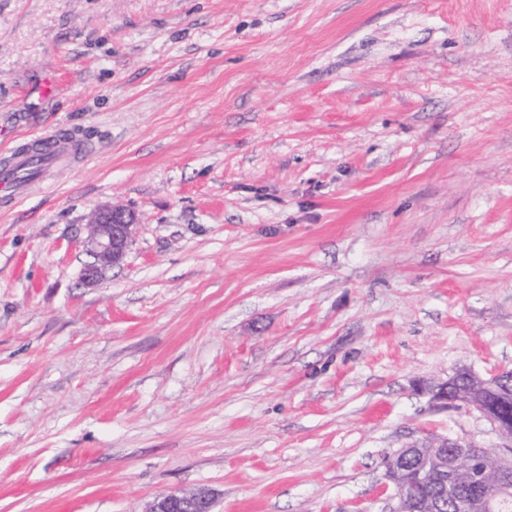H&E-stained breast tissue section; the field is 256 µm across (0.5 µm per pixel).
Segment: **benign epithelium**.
Returning a JSON list of instances; mask_svg holds the SVG:
<instances>
[{
  "label": "benign epithelium",
  "instance_id": "obj_1",
  "mask_svg": "<svg viewBox=\"0 0 512 512\" xmlns=\"http://www.w3.org/2000/svg\"><path fill=\"white\" fill-rule=\"evenodd\" d=\"M137 224L138 215L130 208L101 206L94 211L87 249L92 261L82 274L86 283L98 282L108 269L124 262ZM417 390L440 408L479 413L506 440L504 447H512V416L496 409L497 404L512 401V369L482 378L469 368H458L445 381L418 382ZM476 448L467 438L427 435L389 455L386 475L394 487L390 512H443L448 494L462 487L470 490V512H498L500 499L512 494V457L495 455V493L491 494L483 483V468L476 466ZM418 450V476L436 487L423 497L409 494L404 479V464ZM213 507L209 491L195 490L159 495L146 512H213Z\"/></svg>",
  "mask_w": 512,
  "mask_h": 512
}]
</instances>
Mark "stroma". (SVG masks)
<instances>
[{
  "instance_id": "obj_1",
  "label": "stroma",
  "mask_w": 512,
  "mask_h": 512,
  "mask_svg": "<svg viewBox=\"0 0 512 512\" xmlns=\"http://www.w3.org/2000/svg\"><path fill=\"white\" fill-rule=\"evenodd\" d=\"M54 131L0 200V512H389L398 448L502 446L415 384L512 368V0H0V158ZM31 145H47L49 149L42 153L32 151L28 155L23 152L10 154L5 157L9 161L8 170H22L34 165H38L42 171L64 168L70 166L75 156L86 147V144L76 137L63 139L59 133L40 135ZM138 215L130 208L101 206L90 221L87 252L92 258L83 269V280L97 283L105 272L124 262L133 242ZM214 503L208 490L170 492L155 497L146 512H213Z\"/></svg>"
}]
</instances>
